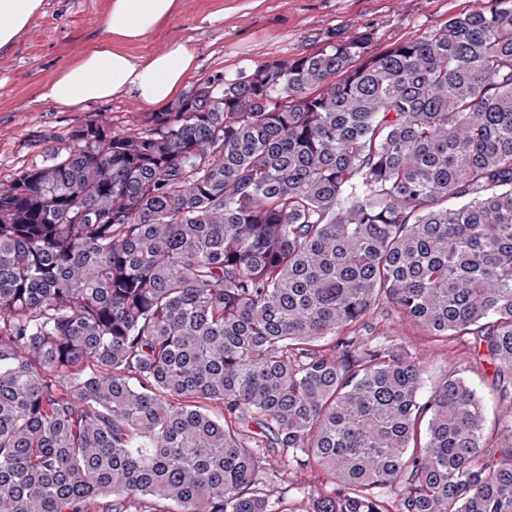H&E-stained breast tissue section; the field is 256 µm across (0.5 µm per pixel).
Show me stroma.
I'll use <instances>...</instances> for the list:
<instances>
[{
	"label": "stroma",
	"mask_w": 512,
	"mask_h": 512,
	"mask_svg": "<svg viewBox=\"0 0 512 512\" xmlns=\"http://www.w3.org/2000/svg\"><path fill=\"white\" fill-rule=\"evenodd\" d=\"M110 0H45L13 47L0 52V181L41 163L47 147L64 146L70 131L94 119L122 129L145 112L134 93L74 108L42 99L44 85L63 67L105 38ZM489 0H176L167 20L134 44L149 56L185 41L195 51L186 87L215 75L234 76L276 60L301 57L360 29L373 30L378 49L440 28L449 15L488 5ZM375 338H402L414 348L423 369L421 397H428L448 373L461 369L484 409L483 432L494 442L512 402L491 386L492 368L464 341L430 342L410 325L391 317L375 323ZM275 494L292 512H305L309 487L327 489L318 475L279 474Z\"/></svg>",
	"instance_id": "1"
}]
</instances>
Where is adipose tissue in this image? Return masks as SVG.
<instances>
[{"instance_id":"adipose-tissue-1","label":"adipose tissue","mask_w":512,"mask_h":512,"mask_svg":"<svg viewBox=\"0 0 512 512\" xmlns=\"http://www.w3.org/2000/svg\"><path fill=\"white\" fill-rule=\"evenodd\" d=\"M43 4L44 0H0V51L14 45ZM174 8L175 0H110L106 38L47 82L43 99L69 107L132 91L146 108L167 105L193 68V48L178 41L165 52L143 56L129 52L128 46L155 29Z\"/></svg>"}]
</instances>
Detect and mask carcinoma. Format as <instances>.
<instances>
[{"mask_svg":"<svg viewBox=\"0 0 512 512\" xmlns=\"http://www.w3.org/2000/svg\"><path fill=\"white\" fill-rule=\"evenodd\" d=\"M91 120L0 181V512H512V0ZM378 322V323H376ZM374 330L364 332V337L375 336L382 340L385 336L402 338L414 348L418 354L423 369V385L420 390L421 397H428L447 374L450 365L462 369V375L474 388L484 409V438L492 445L496 439L498 424L502 417L510 415L509 400H502L491 386L492 367L480 361L475 349L468 341H453L447 343L430 342L419 335L410 325L399 322L391 317H378ZM272 481V485H274L272 501H275L273 504L275 511L273 512H278L284 507L292 508L295 511H304L308 507L307 491L310 485L318 486L322 491H330L332 488V485L326 482V478H319L316 474L295 477L293 474L280 473L276 478L272 476ZM282 492H284V501L281 503ZM277 497H279L278 501Z\"/></svg>","mask_w":512,"mask_h":512,"instance_id":"cac0c4a2","label":"carcinoma"}]
</instances>
